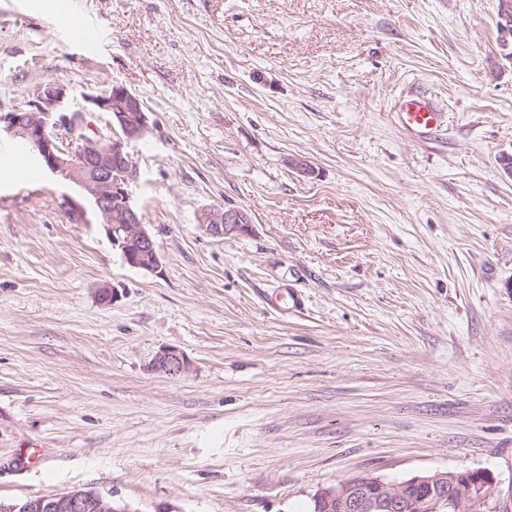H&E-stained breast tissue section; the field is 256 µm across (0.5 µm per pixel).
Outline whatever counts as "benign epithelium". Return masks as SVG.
Returning a JSON list of instances; mask_svg holds the SVG:
<instances>
[{"label":"benign epithelium","instance_id":"benign-epithelium-1","mask_svg":"<svg viewBox=\"0 0 512 512\" xmlns=\"http://www.w3.org/2000/svg\"><path fill=\"white\" fill-rule=\"evenodd\" d=\"M498 25L503 40L512 37V0H502ZM86 101L109 115V127L120 134L103 139L90 136L83 111L68 105L66 90L49 81L32 99L14 111L0 114V132L30 144L42 168L54 179L81 190L112 244L131 267L153 272L160 255L153 237L142 224L132 200V185L139 169L128 144L144 137L148 117L140 98L123 86L108 85L88 95ZM201 229L223 238L249 229L248 214L236 208H213L199 216ZM191 363L182 353L167 350L156 369L182 375ZM317 512H512V487L499 489L482 470L419 474L400 483L378 477H359L312 495ZM0 512H140L132 504L107 499L91 490L75 489L38 501H0Z\"/></svg>","mask_w":512,"mask_h":512}]
</instances>
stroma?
<instances>
[{
  "label": "stroma",
  "instance_id": "1",
  "mask_svg": "<svg viewBox=\"0 0 512 512\" xmlns=\"http://www.w3.org/2000/svg\"><path fill=\"white\" fill-rule=\"evenodd\" d=\"M55 2L0 0V113L49 81L138 94L133 201L161 264L127 265L73 186L11 176L0 137V499L309 512L360 476L511 487L497 0H79L92 56ZM417 93L436 140L396 121ZM217 207L249 230L206 235ZM169 349L188 373L155 369ZM75 26L78 31L79 39L86 53L95 52L102 40V30L97 23L90 20L77 19Z\"/></svg>",
  "mask_w": 512,
  "mask_h": 512
}]
</instances>
